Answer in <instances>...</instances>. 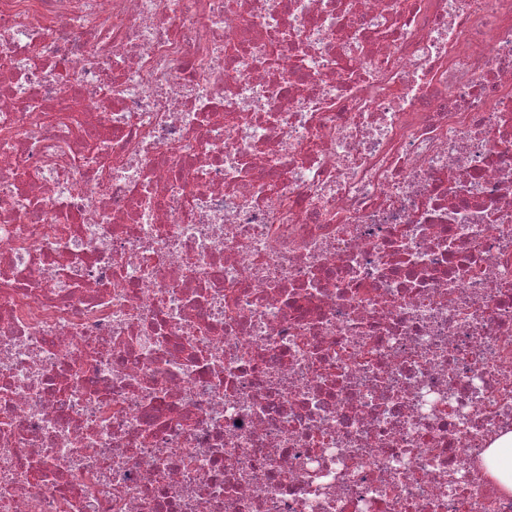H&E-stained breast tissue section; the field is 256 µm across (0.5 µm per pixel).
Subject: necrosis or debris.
<instances>
[{"mask_svg":"<svg viewBox=\"0 0 512 512\" xmlns=\"http://www.w3.org/2000/svg\"><path fill=\"white\" fill-rule=\"evenodd\" d=\"M512 0H0V512H512Z\"/></svg>","mask_w":512,"mask_h":512,"instance_id":"4bbe7bcc","label":"necrosis or debris"}]
</instances>
